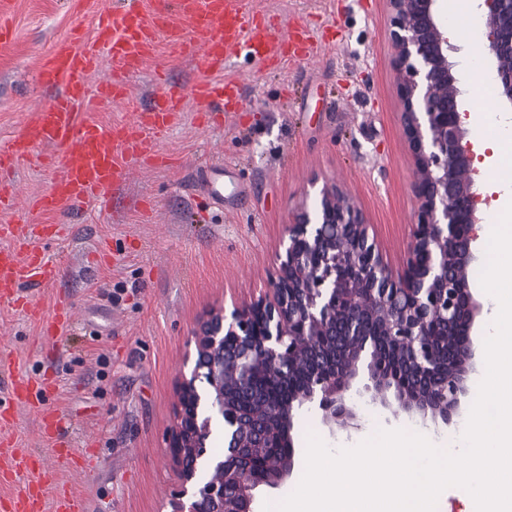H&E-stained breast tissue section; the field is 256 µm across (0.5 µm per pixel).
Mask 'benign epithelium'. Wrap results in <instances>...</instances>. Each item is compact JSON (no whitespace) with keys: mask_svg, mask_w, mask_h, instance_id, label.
Segmentation results:
<instances>
[{"mask_svg":"<svg viewBox=\"0 0 512 512\" xmlns=\"http://www.w3.org/2000/svg\"><path fill=\"white\" fill-rule=\"evenodd\" d=\"M401 92V125L414 152L417 223L394 273L355 202L324 184L313 209L288 224V242L264 294L210 312L192 331L194 362L177 387L169 454L180 487L170 512H257L258 496L293 476L296 413L316 409L330 433L357 429L354 396L394 418L456 423L475 356L481 304L469 284L478 224L474 153L466 141L448 33L437 0H387ZM486 43L499 104L512 110V0H484ZM259 369L302 377L274 400L242 396ZM224 452L208 451L213 425Z\"/></svg>","mask_w":512,"mask_h":512,"instance_id":"1","label":"benign epithelium"}]
</instances>
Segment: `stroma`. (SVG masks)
<instances>
[{
    "label": "stroma",
    "instance_id": "obj_1",
    "mask_svg": "<svg viewBox=\"0 0 512 512\" xmlns=\"http://www.w3.org/2000/svg\"><path fill=\"white\" fill-rule=\"evenodd\" d=\"M123 0H14L12 43L0 48V142L20 133L50 100L36 80L50 45L72 29L95 34V18ZM266 23H299L322 45L307 61L281 68L242 56L225 70L238 80L244 112L206 124L187 102L162 143L171 164H140L123 173L110 201L81 210L33 216L61 225L44 242L61 268L56 286L34 289L49 303H71L76 322L51 357L39 351L40 327L0 303V347L45 375L41 395L64 420L80 471L66 473L87 512H169L179 488L168 454L179 371L197 321L223 307L257 299L283 251L285 226L323 183L354 199L393 271H401L417 220L414 158L400 121L391 15L386 0H254ZM486 40H457L458 77L466 90L462 118L473 149L471 120L480 99L497 91L475 84L469 57ZM189 93L194 60L174 51L167 32L128 77L130 97L95 100L80 120L129 121L154 101L156 75ZM232 171L240 192L225 189L206 221L196 219L192 186L199 166ZM51 172L21 165L0 172L18 204L45 190Z\"/></svg>",
    "mask_w": 512,
    "mask_h": 512
}]
</instances>
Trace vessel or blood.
<instances>
[{
  "mask_svg": "<svg viewBox=\"0 0 512 512\" xmlns=\"http://www.w3.org/2000/svg\"><path fill=\"white\" fill-rule=\"evenodd\" d=\"M156 9L157 17L148 24L136 0H126L121 8L100 12L94 38L87 40L72 31L54 41L43 56L38 78L60 93L31 113L18 136L0 146V168L45 147L50 150L46 162L59 168L47 189L28 201L29 211L52 214L65 205L80 207L100 198L118 181L128 161L148 157L165 163L167 155L159 143L183 110L181 96L162 91L129 124L78 119L89 94L102 99L127 97L124 77L153 53L159 29H167L175 46L197 58L201 75L191 87V96L202 113L244 111L238 81L214 79L228 61L245 53L261 64L284 65L306 60L312 52L304 27H265L258 13L248 9L247 0H158ZM105 57L111 62L110 72L97 87H90L89 80ZM58 233L53 224H0V238L10 241L9 246L0 247V302L23 303L31 316L43 322V339L50 346L72 327V308L60 299L47 312L21 292L57 282L59 267L35 243ZM15 365L5 392L0 393V439L6 437L17 409L32 405L31 392L38 383L23 360ZM38 415L42 440L63 447L56 410L42 409ZM20 473L27 474V481L0 498V512H87L84 498L43 459L17 446L11 453L0 452V480L9 481Z\"/></svg>",
  "mask_w": 512,
  "mask_h": 512,
  "instance_id": "b4317fda",
  "label": "vessel or blood"
}]
</instances>
